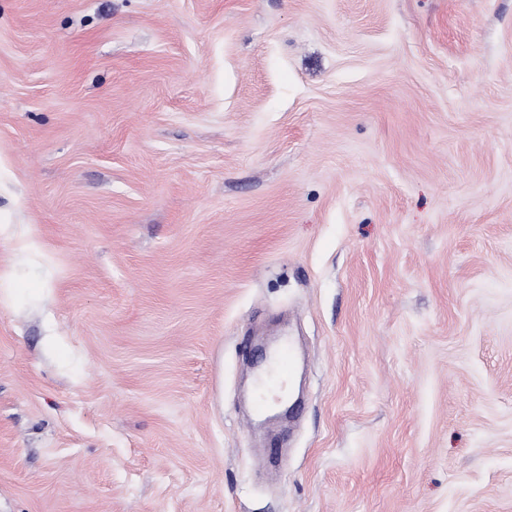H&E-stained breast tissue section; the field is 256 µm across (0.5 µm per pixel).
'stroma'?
<instances>
[{
    "instance_id": "35a3bbf8",
    "label": "stroma",
    "mask_w": 512,
    "mask_h": 512,
    "mask_svg": "<svg viewBox=\"0 0 512 512\" xmlns=\"http://www.w3.org/2000/svg\"><path fill=\"white\" fill-rule=\"evenodd\" d=\"M0 286V512H512V0H0ZM275 365L273 375L265 382L266 389L277 381L282 375L293 370L295 363L294 345L291 339L285 340L278 348L274 356Z\"/></svg>"
}]
</instances>
